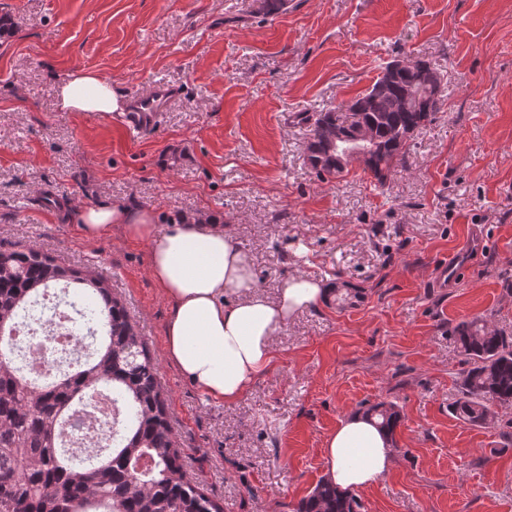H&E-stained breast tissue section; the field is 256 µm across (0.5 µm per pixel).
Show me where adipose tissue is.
Masks as SVG:
<instances>
[{
  "mask_svg": "<svg viewBox=\"0 0 512 512\" xmlns=\"http://www.w3.org/2000/svg\"><path fill=\"white\" fill-rule=\"evenodd\" d=\"M57 103L64 112L100 117L124 108L118 90L83 66L58 84ZM155 221L152 209L120 201L78 213L85 239L116 228L128 239L149 243L150 275L170 306L166 360L210 400L234 404L268 372L276 332L297 312L323 301L326 285L297 274L269 297L256 286L249 256L223 218L183 217L162 231ZM323 455L328 479L344 490L375 484L394 460L389 436L360 414L347 416L327 436Z\"/></svg>",
  "mask_w": 512,
  "mask_h": 512,
  "instance_id": "1",
  "label": "adipose tissue"
}]
</instances>
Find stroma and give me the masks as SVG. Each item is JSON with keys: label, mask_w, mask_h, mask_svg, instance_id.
I'll return each instance as SVG.
<instances>
[{"label": "stroma", "mask_w": 512, "mask_h": 512, "mask_svg": "<svg viewBox=\"0 0 512 512\" xmlns=\"http://www.w3.org/2000/svg\"><path fill=\"white\" fill-rule=\"evenodd\" d=\"M0 247L34 246L112 283L145 336L183 470L224 512H291L325 475L328 434L397 405L394 465L356 491L363 512H512V406L490 428L452 413L464 358L454 337L483 318L512 332V0H0ZM423 58L448 99L385 188L307 160L298 113L366 90L382 66ZM76 65L122 94L180 96L134 136L121 116L62 112ZM151 208L158 229L223 215L259 289L327 279L317 307L279 329L267 374L236 404L199 393L165 359L169 304L149 246L87 241L77 212ZM469 259L447 287L436 263Z\"/></svg>", "instance_id": "1"}]
</instances>
